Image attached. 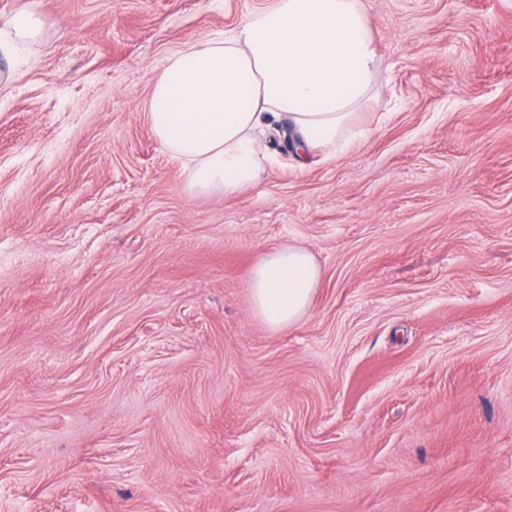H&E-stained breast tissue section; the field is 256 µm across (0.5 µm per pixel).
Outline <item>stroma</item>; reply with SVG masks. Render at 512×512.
<instances>
[{
  "label": "stroma",
  "mask_w": 512,
  "mask_h": 512,
  "mask_svg": "<svg viewBox=\"0 0 512 512\" xmlns=\"http://www.w3.org/2000/svg\"><path fill=\"white\" fill-rule=\"evenodd\" d=\"M261 3L0 0V512H512V0H363V135L189 195L152 82ZM42 35L41 24L33 13L22 10L0 30V51L11 49L16 43L37 40ZM320 273L311 255L295 246L267 253L252 269L251 301L272 329L288 327L307 312Z\"/></svg>",
  "instance_id": "stroma-1"
}]
</instances>
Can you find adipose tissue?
<instances>
[{
	"instance_id": "ef3b65f1",
	"label": "adipose tissue",
	"mask_w": 512,
	"mask_h": 512,
	"mask_svg": "<svg viewBox=\"0 0 512 512\" xmlns=\"http://www.w3.org/2000/svg\"><path fill=\"white\" fill-rule=\"evenodd\" d=\"M381 65L361 0H263L222 37L169 59L146 118L187 169L189 193L228 198L260 180L262 135L275 123L290 125L299 163L347 147ZM319 277L301 248L267 253L250 276L255 312L273 329L296 323Z\"/></svg>"
}]
</instances>
